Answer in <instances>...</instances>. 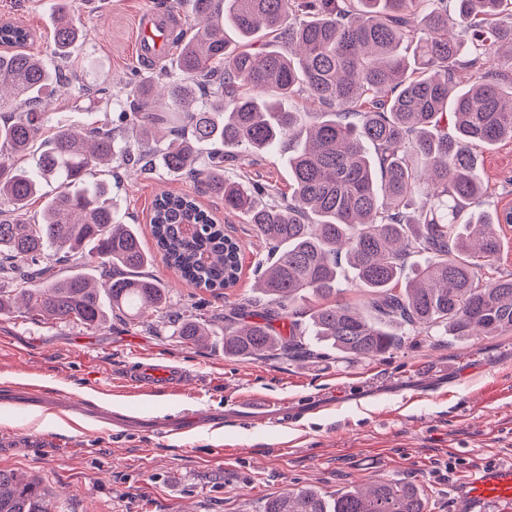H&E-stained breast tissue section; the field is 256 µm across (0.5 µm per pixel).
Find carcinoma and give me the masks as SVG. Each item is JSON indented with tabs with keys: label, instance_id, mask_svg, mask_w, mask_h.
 Listing matches in <instances>:
<instances>
[{
	"label": "carcinoma",
	"instance_id": "1",
	"mask_svg": "<svg viewBox=\"0 0 512 512\" xmlns=\"http://www.w3.org/2000/svg\"><path fill=\"white\" fill-rule=\"evenodd\" d=\"M53 42L64 61L80 36L68 0H55ZM198 22L176 39L182 78L133 85L121 140L112 121L77 130L49 117L42 95L66 81L25 51L29 29L0 23V314L23 306L35 321L95 328L106 310L141 315L166 307L167 288L143 272L137 229L117 219L94 169L119 159L154 161L199 179L270 245L258 261L265 303L243 300L224 317V354L373 358L402 336L512 332V272H499V206L480 173V152L512 140V0H193ZM209 88L200 102L196 87ZM291 146V192L229 181L224 168L253 165ZM209 146L206 157L199 147ZM57 183L40 220L26 206ZM151 233L163 263L215 292L239 278V241L196 199L156 196ZM201 233L188 236L185 225ZM421 256L411 277L402 268ZM77 260L99 269L60 275ZM365 288L361 314L336 299L345 282ZM325 303L306 313L298 301ZM288 319V330L275 322ZM171 335L199 344L196 315H176ZM34 477L0 469V512H52ZM264 512H426L419 489L378 481L334 499L304 488Z\"/></svg>",
	"mask_w": 512,
	"mask_h": 512
}]
</instances>
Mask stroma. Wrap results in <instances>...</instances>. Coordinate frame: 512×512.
Returning <instances> with one entry per match:
<instances>
[{"mask_svg":"<svg viewBox=\"0 0 512 512\" xmlns=\"http://www.w3.org/2000/svg\"><path fill=\"white\" fill-rule=\"evenodd\" d=\"M85 38L72 52L73 89L44 99L51 122L77 128L128 111L125 90L149 78L134 52L137 15L154 0H69ZM30 29L32 54L53 62L49 0H0V22ZM113 209L135 225L147 252L152 203L161 192L194 196L242 245L235 287L208 292L181 280L161 260L145 274L168 290L170 311H200L215 332L185 345L164 327L161 313L107 318L96 328L38 323L0 314V394L38 385L66 400L137 407L136 431L70 422L60 411L20 414L0 403V469L40 480L64 512H264L268 500L313 487L328 498L374 481L415 485L426 512H457L455 483L469 468L512 463V333L502 336H411L391 353L350 359L239 360L224 354V314L238 300L258 298L255 265L268 244L220 197L190 178L161 168L103 172ZM142 356L193 372L178 392L131 393L123 372ZM240 395L295 403L288 424L236 420L227 405ZM197 412L210 421L184 442L164 439L148 420ZM45 436L43 445L31 435ZM223 454H216V447Z\"/></svg>","mask_w":512,"mask_h":512,"instance_id":"obj_1","label":"stroma"}]
</instances>
